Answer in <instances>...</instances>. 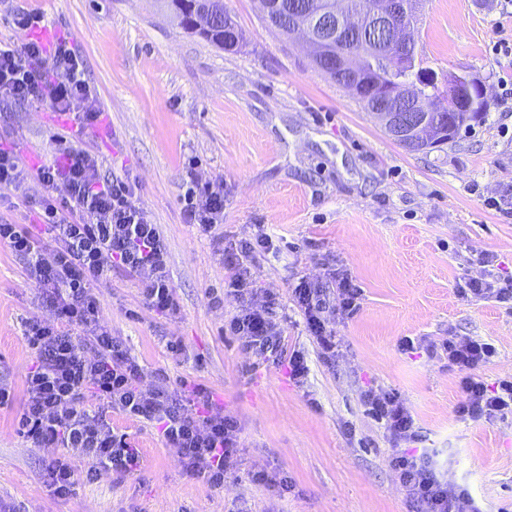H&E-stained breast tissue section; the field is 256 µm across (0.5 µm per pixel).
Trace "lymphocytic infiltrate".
I'll use <instances>...</instances> for the list:
<instances>
[{
	"instance_id": "1",
	"label": "lymphocytic infiltrate",
	"mask_w": 512,
	"mask_h": 512,
	"mask_svg": "<svg viewBox=\"0 0 512 512\" xmlns=\"http://www.w3.org/2000/svg\"><path fill=\"white\" fill-rule=\"evenodd\" d=\"M0 89L29 104L50 102L57 111L73 115L81 126L98 118L97 113L83 109L91 89L80 57L66 42L55 44L48 53L34 40L18 46L0 43ZM101 167L98 156L72 150L66 152L62 164L32 171L23 164L18 147H0V189L22 198L29 181L40 184L37 214L54 243V253L45 258L19 224L0 223V244L24 259L30 280L61 320L57 327L35 319L26 323L24 335L38 354V364L27 377L26 405L19 424L33 443H57L68 449V456L47 465L58 497L71 495L77 484L71 462L75 455L85 458L93 472L133 473L140 463L137 449L125 437L115 435L102 416L80 403L83 388L91 384L112 408L161 423L164 439L178 449L184 466L212 486H223L239 463L236 417L214 406L209 390L200 384L180 399L160 378L151 388H143L145 369L99 323V299L93 284L111 272L116 259L139 278L148 307L162 312L176 309L167 246L138 201L137 181L105 177ZM184 200L188 223L202 233H211L223 223V185L191 182ZM257 245L269 247L270 240L264 236L256 245L244 244L238 250L226 290L236 300L238 311L227 329L259 362L287 360L293 379L301 382L309 373L303 352L288 350L281 323L269 304L258 303L249 286L244 261ZM495 262L493 255L482 254L479 276L458 285V295L512 303V279L496 275ZM329 280L338 293L334 303L325 287ZM291 297L321 358L335 361L339 347L335 325L359 311L361 288L347 269L337 267L324 280L301 278ZM78 327L90 329V338L76 336ZM426 349L434 357L445 354L449 366L463 372L459 416L491 422L512 414V379L501 380L491 391L477 374L496 354L492 343L452 334L441 343L427 344ZM362 401L392 443L389 464L420 512H480L468 487L450 480L430 452L407 453L406 444L415 442L419 434L410 407L398 393L368 389Z\"/></svg>"
}]
</instances>
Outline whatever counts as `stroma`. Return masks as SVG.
Wrapping results in <instances>:
<instances>
[{"label": "stroma", "mask_w": 512, "mask_h": 512, "mask_svg": "<svg viewBox=\"0 0 512 512\" xmlns=\"http://www.w3.org/2000/svg\"><path fill=\"white\" fill-rule=\"evenodd\" d=\"M245 36L225 51L184 32L159 0H0V41L21 42L13 15L35 11L81 57L92 94L84 109L99 121L75 136V121L50 103L0 93V138L19 142L26 166L65 148L99 156L104 175L132 177L168 248L176 313L151 310L142 284L113 266L97 287L101 322L147 372L171 391L183 380L207 386L238 420L243 451L223 488L186 470L161 426L100 400L83 402L141 454L138 470L89 474L55 496L46 466L54 446L35 445L18 419L26 379L37 365L23 332L28 319L57 325L28 278L25 262L0 245V507L7 512H416L389 465L391 444L366 412L364 389L397 392L411 408L419 445L464 482L482 512H512V415L492 422L460 417L461 372L427 352L401 350L403 338L439 341L448 333L495 344L478 371L487 383L512 377V304L466 299L459 282L491 253L512 275V217L487 206L512 197V92L499 83L491 52L497 0H421L413 37L424 64L446 76L480 78L486 118L453 143L406 150L352 92L312 63L302 37L263 19L260 0H224ZM224 185V222L211 236L184 215L189 178ZM269 236L271 247L256 246ZM255 245L247 267L258 296L273 293V314L289 348L304 351L303 383L287 366L255 363L227 325L237 312L225 296L224 247ZM348 269L362 304L336 326L340 347L325 363L291 290L303 277ZM224 295L222 307L211 299ZM180 341L173 353L167 344ZM280 471L287 489L255 481Z\"/></svg>", "instance_id": "stroma-1"}]
</instances>
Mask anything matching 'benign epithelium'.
I'll return each instance as SVG.
<instances>
[{
    "instance_id": "7a95c632",
    "label": "benign epithelium",
    "mask_w": 512,
    "mask_h": 512,
    "mask_svg": "<svg viewBox=\"0 0 512 512\" xmlns=\"http://www.w3.org/2000/svg\"><path fill=\"white\" fill-rule=\"evenodd\" d=\"M262 5L265 18L276 30L286 35L301 32L306 36L316 52L318 63L335 71L343 84L368 103L394 138L420 151L436 146L429 135L440 130L441 126L437 120L429 122V115L441 112L443 108L431 104L420 93L431 73L419 69L395 86L373 76L372 55L378 44L368 42L358 54L338 55L332 52L338 35L374 27L382 34L385 44L398 46L404 55H414L415 46L409 30L410 16L415 13V0H368L362 9L348 4L346 0H338L334 6L329 0H310L302 12L291 18L286 28L279 22V4L262 0ZM461 81L468 88V99L453 111L474 115L485 94L484 86L478 80L448 76L450 85Z\"/></svg>"
}]
</instances>
